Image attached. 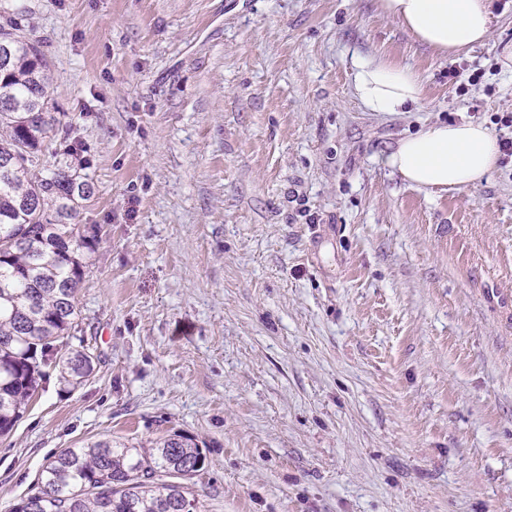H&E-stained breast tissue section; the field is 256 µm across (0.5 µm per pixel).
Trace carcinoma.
<instances>
[{"mask_svg": "<svg viewBox=\"0 0 512 512\" xmlns=\"http://www.w3.org/2000/svg\"><path fill=\"white\" fill-rule=\"evenodd\" d=\"M0 27V437L11 433L45 368L80 386L93 358L69 348L84 250L96 230L77 223L93 186L77 162L79 142L61 119L40 46ZM52 168L35 174L45 142ZM204 466L198 445L173 434L148 445L112 440L48 458L38 493L13 512H201L186 481Z\"/></svg>", "mask_w": 512, "mask_h": 512, "instance_id": "carcinoma-1", "label": "carcinoma"}]
</instances>
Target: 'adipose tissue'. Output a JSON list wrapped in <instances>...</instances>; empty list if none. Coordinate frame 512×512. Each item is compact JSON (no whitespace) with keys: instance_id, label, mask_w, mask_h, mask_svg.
Segmentation results:
<instances>
[{"instance_id":"ef3b65f1","label":"adipose tissue","mask_w":512,"mask_h":512,"mask_svg":"<svg viewBox=\"0 0 512 512\" xmlns=\"http://www.w3.org/2000/svg\"><path fill=\"white\" fill-rule=\"evenodd\" d=\"M385 14L418 41L457 54L489 37L487 0H380ZM357 97L371 112L393 113L423 97L417 75L374 58L361 59L354 74ZM500 151L480 123L434 124L401 139L386 165L409 186L462 189L477 186L493 171Z\"/></svg>"}]
</instances>
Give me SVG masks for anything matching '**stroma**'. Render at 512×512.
Masks as SVG:
<instances>
[{"instance_id":"obj_1","label":"stroma","mask_w":512,"mask_h":512,"mask_svg":"<svg viewBox=\"0 0 512 512\" xmlns=\"http://www.w3.org/2000/svg\"><path fill=\"white\" fill-rule=\"evenodd\" d=\"M94 187L73 348L0 438V512L65 448L173 433L203 512H512V159L465 189L384 163L421 129L512 113V0H489L483 77L379 0H15ZM412 69L370 112L353 60Z\"/></svg>"}]
</instances>
